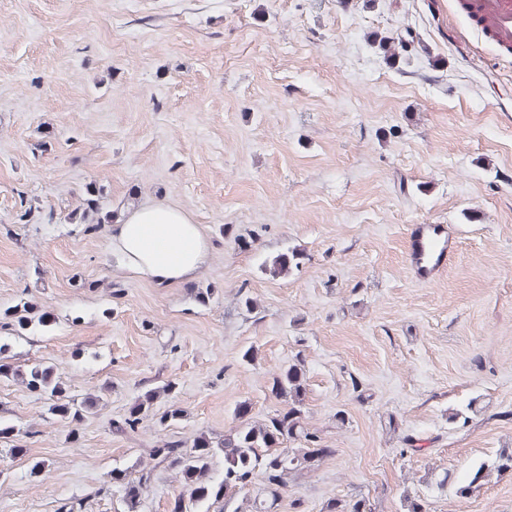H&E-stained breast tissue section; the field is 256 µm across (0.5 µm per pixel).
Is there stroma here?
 Segmentation results:
<instances>
[{"instance_id": "stroma-1", "label": "stroma", "mask_w": 512, "mask_h": 512, "mask_svg": "<svg viewBox=\"0 0 512 512\" xmlns=\"http://www.w3.org/2000/svg\"><path fill=\"white\" fill-rule=\"evenodd\" d=\"M92 195L188 210L209 266L165 289L130 276L110 225L69 219ZM417 224L455 242L429 283ZM24 301L48 322L0 329V361L105 404L74 425L0 378V512H123L112 474L133 465L152 474L137 512H170L184 488L153 450L223 436L243 401L255 422L285 408L271 386L294 363L335 453L272 512H403L406 491L512 512L511 473L456 492L512 448V58L452 0H0V311ZM174 386L172 383H165L161 386H156L146 390L138 399V401L131 407L128 417L124 418L122 422H114V430L120 433L125 431L134 430L136 425L148 415L152 409L153 403L160 396H169Z\"/></svg>"}]
</instances>
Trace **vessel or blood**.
<instances>
[{"instance_id":"obj_1","label":"vessel or blood","mask_w":512,"mask_h":512,"mask_svg":"<svg viewBox=\"0 0 512 512\" xmlns=\"http://www.w3.org/2000/svg\"><path fill=\"white\" fill-rule=\"evenodd\" d=\"M456 8L501 54H512V0H456ZM446 227L421 224L409 245V261L421 281H431L448 249Z\"/></svg>"}]
</instances>
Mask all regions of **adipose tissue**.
<instances>
[{
  "label": "adipose tissue",
  "instance_id": "obj_1",
  "mask_svg": "<svg viewBox=\"0 0 512 512\" xmlns=\"http://www.w3.org/2000/svg\"><path fill=\"white\" fill-rule=\"evenodd\" d=\"M112 254L131 276L158 287L198 276L212 255L200 225L185 210L169 204H143L111 228Z\"/></svg>",
  "mask_w": 512,
  "mask_h": 512
}]
</instances>
